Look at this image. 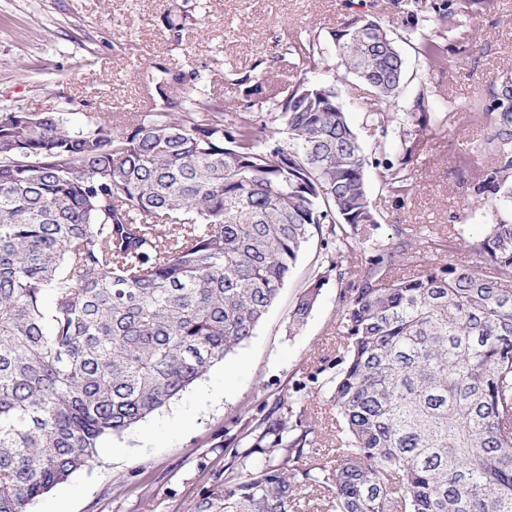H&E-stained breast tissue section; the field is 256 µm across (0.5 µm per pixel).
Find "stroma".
<instances>
[{"label": "stroma", "instance_id": "1", "mask_svg": "<svg viewBox=\"0 0 512 512\" xmlns=\"http://www.w3.org/2000/svg\"><path fill=\"white\" fill-rule=\"evenodd\" d=\"M182 11L188 24L170 30L168 19ZM353 15L348 0H0V104L73 123L108 113L124 124L163 107L158 68L194 69L205 78V98L225 118L245 114L267 123L269 113L245 109L238 78L261 69L264 98L279 99L298 77L284 53L286 29L324 37ZM433 37L443 60L428 86L431 120L411 166L413 191L395 201L377 170L366 173L380 215L375 236L386 243L397 225H425L440 241L435 250L421 247L428 261L472 264L467 242L479 239L502 209L475 190L479 171L493 164L491 129L456 106L482 99L512 75V0H492L476 25ZM307 77L335 85L365 154L397 155V135L381 136L362 85L338 68L333 49ZM323 253L318 239L306 243L247 343L179 399L107 441L97 463L45 494L31 512H191L237 445L238 416L261 418L292 393L302 406L326 408L344 282L329 279L304 323L290 324Z\"/></svg>", "mask_w": 512, "mask_h": 512}]
</instances>
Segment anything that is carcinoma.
Returning a JSON list of instances; mask_svg holds the SVG:
<instances>
[{
    "label": "carcinoma",
    "mask_w": 512,
    "mask_h": 512,
    "mask_svg": "<svg viewBox=\"0 0 512 512\" xmlns=\"http://www.w3.org/2000/svg\"><path fill=\"white\" fill-rule=\"evenodd\" d=\"M488 2L403 13L425 64L414 109L439 62L430 31ZM329 37L387 136L405 79L391 30L363 12ZM286 47L299 79L269 109L277 130L224 121L196 71H161L166 110L132 127L0 107V512H30L246 343L314 236L336 260L291 318L304 322L330 276L348 281L336 422L296 399L245 422L246 447L192 512H512V219L469 244L474 265L399 273L425 231L377 243L365 171L409 195L427 115L399 127L396 158L370 157L336 86L307 78L320 37L293 31ZM240 84L258 96L264 74ZM462 109L492 129L477 191L512 208V78ZM357 252L360 265L343 264Z\"/></svg>",
    "instance_id": "carcinoma-1"
}]
</instances>
